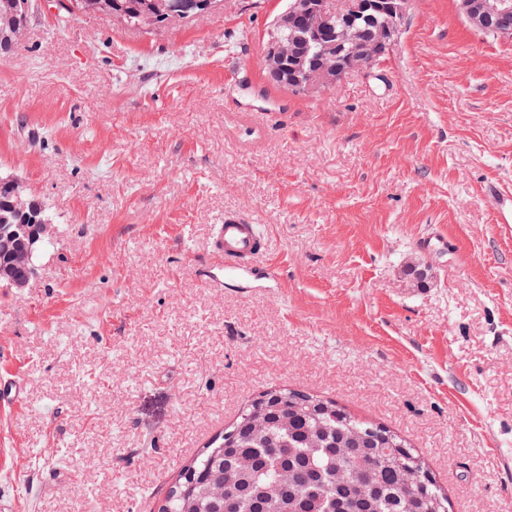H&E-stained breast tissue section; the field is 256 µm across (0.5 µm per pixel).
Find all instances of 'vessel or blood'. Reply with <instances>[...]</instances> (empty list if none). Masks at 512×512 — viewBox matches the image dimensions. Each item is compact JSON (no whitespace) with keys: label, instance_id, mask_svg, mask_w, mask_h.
<instances>
[{"label":"vessel or blood","instance_id":"1","mask_svg":"<svg viewBox=\"0 0 512 512\" xmlns=\"http://www.w3.org/2000/svg\"><path fill=\"white\" fill-rule=\"evenodd\" d=\"M482 196L492 207L497 223L512 225L511 190H503L497 182L491 181L484 185ZM208 250L216 268L207 272L206 283L216 288L249 273L265 252L266 241L258 225L229 215L223 223L215 225Z\"/></svg>","mask_w":512,"mask_h":512}]
</instances>
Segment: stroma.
<instances>
[{"label": "stroma", "mask_w": 512, "mask_h": 512, "mask_svg": "<svg viewBox=\"0 0 512 512\" xmlns=\"http://www.w3.org/2000/svg\"><path fill=\"white\" fill-rule=\"evenodd\" d=\"M32 0L0 57V175L58 218L0 284V507L158 512L197 451L275 387L383 423L451 512H512V36L410 0L373 77L293 94L260 64L288 0L159 29ZM259 225L206 287L212 225ZM447 250L420 245L429 229ZM428 273L405 285L408 262ZM482 196L493 209L498 224L512 226V191H506L494 181L484 185ZM208 250L218 267L207 272L206 283L210 288L224 287V280L239 279L253 269L266 250V241L259 225L228 215L224 224H215Z\"/></svg>", "instance_id": "35a3bbf8"}]
</instances>
